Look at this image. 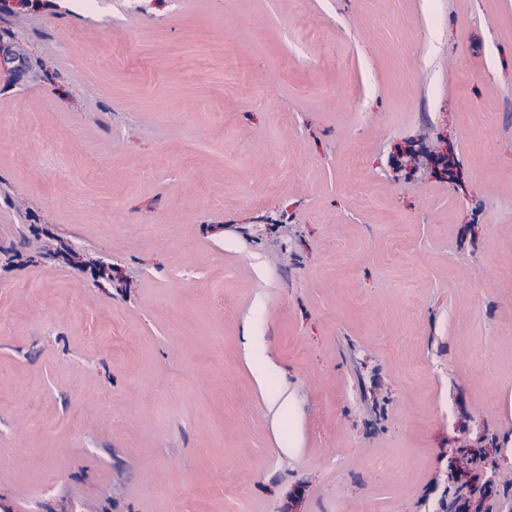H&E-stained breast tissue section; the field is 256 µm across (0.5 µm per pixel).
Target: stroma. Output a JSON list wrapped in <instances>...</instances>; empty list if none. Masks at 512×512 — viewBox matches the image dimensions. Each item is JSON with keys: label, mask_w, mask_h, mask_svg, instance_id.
<instances>
[{"label": "stroma", "mask_w": 512, "mask_h": 512, "mask_svg": "<svg viewBox=\"0 0 512 512\" xmlns=\"http://www.w3.org/2000/svg\"><path fill=\"white\" fill-rule=\"evenodd\" d=\"M0 249V512H512V0H0Z\"/></svg>", "instance_id": "35a3bbf8"}]
</instances>
